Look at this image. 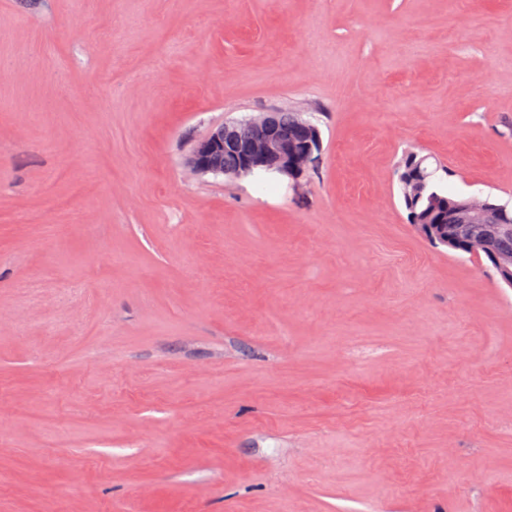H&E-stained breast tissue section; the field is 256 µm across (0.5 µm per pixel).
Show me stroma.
Here are the masks:
<instances>
[{"mask_svg": "<svg viewBox=\"0 0 512 512\" xmlns=\"http://www.w3.org/2000/svg\"><path fill=\"white\" fill-rule=\"evenodd\" d=\"M313 118L318 169L191 174ZM512 0H0V512H512ZM293 112L274 111L270 113L272 124L281 133L291 139H302L305 130L300 123L304 119ZM268 113H259L247 119L245 122L255 130V134L241 148V160L239 166L231 169L238 163L239 142L250 134V128L244 123L224 124L213 130L208 136L199 140L192 148L186 159L188 170L195 175L212 173L224 175L228 178H239L255 172L277 171L291 177L296 186H299V178L317 163L321 151V133L317 126L307 121L309 140L293 145L288 139L283 138L271 125ZM230 138L224 142V138L232 126ZM224 149L216 156L215 160L224 169H218L211 165V157L220 148ZM427 160L415 152L408 153L398 168V184L410 224H417L418 232L432 244L447 247L456 252L476 254L477 246L468 247V241H460L456 246L447 243L452 233V224L448 223V212L465 200L464 196L445 191L435 182L436 170L425 166ZM421 163L424 179L417 195L407 194L401 179V173L410 165ZM487 215L488 217L483 224H466L465 220L461 221L462 224H453V238L478 242L484 250V255L493 261L504 280L510 286L512 283V268L509 270L503 265L501 257L506 256L508 253V249H504L502 243L506 239H512V220L499 223L494 211H488Z\"/></svg>", "mask_w": 512, "mask_h": 512, "instance_id": "35a3bbf8", "label": "stroma"}]
</instances>
